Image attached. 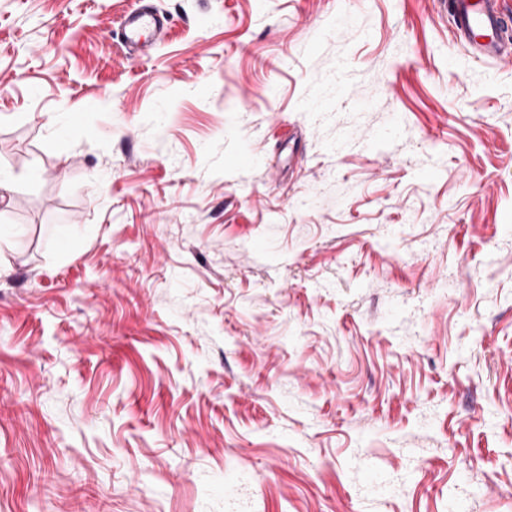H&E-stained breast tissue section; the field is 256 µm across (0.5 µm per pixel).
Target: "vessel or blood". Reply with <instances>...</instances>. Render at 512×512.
Returning a JSON list of instances; mask_svg holds the SVG:
<instances>
[{
	"instance_id": "b4317fda",
	"label": "vessel or blood",
	"mask_w": 512,
	"mask_h": 512,
	"mask_svg": "<svg viewBox=\"0 0 512 512\" xmlns=\"http://www.w3.org/2000/svg\"><path fill=\"white\" fill-rule=\"evenodd\" d=\"M172 25L170 15L153 7L151 0H135L113 36L128 58L139 62L167 39ZM449 28L454 42L476 60L512 59V16L502 10L501 0H451Z\"/></svg>"
}]
</instances>
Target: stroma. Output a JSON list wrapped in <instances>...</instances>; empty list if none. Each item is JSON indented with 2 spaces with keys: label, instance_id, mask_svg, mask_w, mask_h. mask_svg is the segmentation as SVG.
Returning a JSON list of instances; mask_svg holds the SVG:
<instances>
[{
  "label": "stroma",
  "instance_id": "stroma-1",
  "mask_svg": "<svg viewBox=\"0 0 512 512\" xmlns=\"http://www.w3.org/2000/svg\"><path fill=\"white\" fill-rule=\"evenodd\" d=\"M153 2L0 0V512H512V63ZM170 15L153 7L150 0H137L122 16L113 36L133 62L150 57L156 46L164 42L172 29Z\"/></svg>",
  "mask_w": 512,
  "mask_h": 512
}]
</instances>
